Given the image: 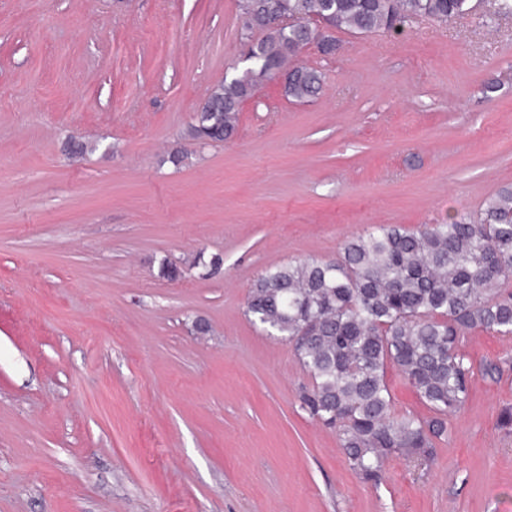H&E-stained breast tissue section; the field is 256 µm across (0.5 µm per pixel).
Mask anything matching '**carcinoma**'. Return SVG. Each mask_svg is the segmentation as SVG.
<instances>
[{
	"label": "carcinoma",
	"instance_id": "cac0c4a2",
	"mask_svg": "<svg viewBox=\"0 0 512 512\" xmlns=\"http://www.w3.org/2000/svg\"><path fill=\"white\" fill-rule=\"evenodd\" d=\"M470 10L469 0H242L263 36L249 68L217 84L190 134L231 139L240 105L319 36V22L335 33L399 34L415 18L444 22ZM283 16L298 25L276 28ZM321 85V72L299 66L285 93L302 102ZM511 281L512 186L475 217L417 230L379 225L347 240L333 261L269 269L252 284L246 314L291 346L311 377L303 405L338 433L355 473L378 484L392 456L434 458L448 415L465 406L472 388L459 337L469 330L512 336V291L504 288ZM389 365L431 416L395 415Z\"/></svg>",
	"mask_w": 512,
	"mask_h": 512
}]
</instances>
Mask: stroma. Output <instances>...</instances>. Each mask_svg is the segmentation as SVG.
I'll return each instance as SVG.
<instances>
[{"mask_svg": "<svg viewBox=\"0 0 512 512\" xmlns=\"http://www.w3.org/2000/svg\"><path fill=\"white\" fill-rule=\"evenodd\" d=\"M470 4L304 52L317 97L266 79L201 145L198 108L247 67L240 0H0V512H512V336L464 334L434 460L375 485L245 314L265 270L512 185V16Z\"/></svg>", "mask_w": 512, "mask_h": 512, "instance_id": "1", "label": "stroma"}]
</instances>
